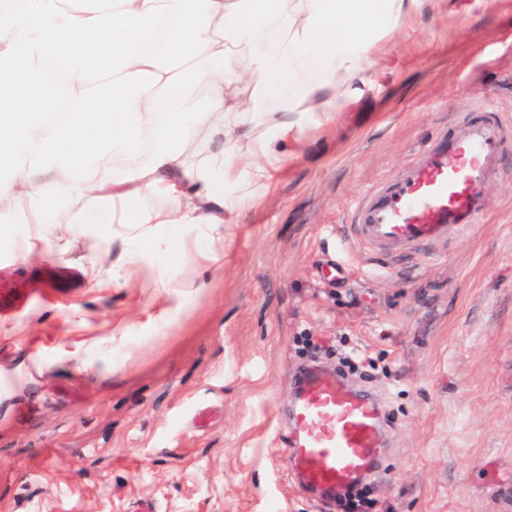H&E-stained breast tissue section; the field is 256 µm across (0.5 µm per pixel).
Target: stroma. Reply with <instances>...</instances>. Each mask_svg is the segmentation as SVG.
Wrapping results in <instances>:
<instances>
[{"label":"stroma","instance_id":"stroma-1","mask_svg":"<svg viewBox=\"0 0 512 512\" xmlns=\"http://www.w3.org/2000/svg\"><path fill=\"white\" fill-rule=\"evenodd\" d=\"M472 2L409 20L225 242L198 224L132 249L95 204L79 224H10L0 512H337L289 470L288 408L298 367L342 355L373 362L391 415L377 512H512V148L447 252L375 268L340 235L447 124L488 106L512 126V0ZM334 257L347 279H324ZM53 263L79 289L45 288Z\"/></svg>","mask_w":512,"mask_h":512}]
</instances>
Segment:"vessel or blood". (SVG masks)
<instances>
[{"label":"vessel or blood","mask_w":512,"mask_h":512,"mask_svg":"<svg viewBox=\"0 0 512 512\" xmlns=\"http://www.w3.org/2000/svg\"><path fill=\"white\" fill-rule=\"evenodd\" d=\"M511 135L477 113L370 190L355 209L353 237L374 258L393 261L469 230ZM293 389L288 460L303 487L328 499L379 468L388 421L375 394L319 365L304 368Z\"/></svg>","instance_id":"vessel-or-blood-1"}]
</instances>
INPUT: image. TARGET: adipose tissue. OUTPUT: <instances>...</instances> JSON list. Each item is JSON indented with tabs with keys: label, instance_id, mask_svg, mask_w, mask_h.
Here are the masks:
<instances>
[{
	"label": "adipose tissue",
	"instance_id": "1",
	"mask_svg": "<svg viewBox=\"0 0 512 512\" xmlns=\"http://www.w3.org/2000/svg\"><path fill=\"white\" fill-rule=\"evenodd\" d=\"M426 3L0 0V218L73 224L93 198L136 236H231Z\"/></svg>",
	"mask_w": 512,
	"mask_h": 512
}]
</instances>
